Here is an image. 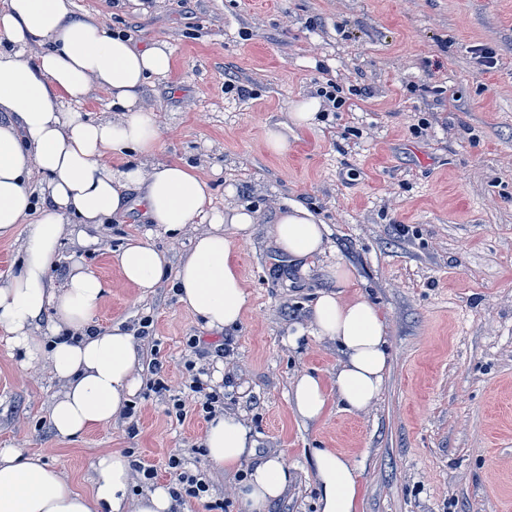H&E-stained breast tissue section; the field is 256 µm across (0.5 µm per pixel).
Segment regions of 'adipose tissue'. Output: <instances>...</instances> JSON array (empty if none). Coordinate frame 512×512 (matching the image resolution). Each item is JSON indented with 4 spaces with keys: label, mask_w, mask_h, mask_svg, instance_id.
Returning <instances> with one entry per match:
<instances>
[{
    "label": "adipose tissue",
    "mask_w": 512,
    "mask_h": 512,
    "mask_svg": "<svg viewBox=\"0 0 512 512\" xmlns=\"http://www.w3.org/2000/svg\"><path fill=\"white\" fill-rule=\"evenodd\" d=\"M171 70L167 41L136 47L101 17L76 14L73 0H7L0 10V240L18 252L15 269L0 279V340L22 366L43 365L57 382L49 411L62 439L120 419L141 368L136 328L96 322L109 282L79 260L56 279L65 241L89 245L93 229L141 209L146 223L187 236L189 246L172 270L146 239L127 238L110 253L127 285L147 294L171 281L179 303L218 334L237 328L247 310L235 247L251 240L259 215L246 205L210 210L197 166L159 160V114L145 88ZM99 91L108 96L109 114L92 118L84 105ZM321 109L316 97L294 101L284 121L266 127L267 148L286 151L289 131L315 129ZM270 233L279 251L305 268L328 248L327 224L300 201L276 210ZM325 272L334 289L319 292L288 338L293 346L311 335L342 354L330 377L294 375L288 402L306 425L321 422L334 403L370 413L392 360L387 313L350 291L345 263ZM255 445L243 415L227 410L213 415L203 439L211 469L247 468V479L227 488L243 512H268L291 474L278 454L246 467ZM309 460L317 512H360L357 461L335 448L310 449ZM92 471L86 495L39 456L0 448V512H172L176 505L164 484L131 496L134 469L121 453L98 456Z\"/></svg>",
    "instance_id": "adipose-tissue-1"
}]
</instances>
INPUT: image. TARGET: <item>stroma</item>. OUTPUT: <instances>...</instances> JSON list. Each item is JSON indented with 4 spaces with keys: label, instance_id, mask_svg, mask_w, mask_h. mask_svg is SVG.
<instances>
[{
    "label": "stroma",
    "instance_id": "stroma-1",
    "mask_svg": "<svg viewBox=\"0 0 512 512\" xmlns=\"http://www.w3.org/2000/svg\"><path fill=\"white\" fill-rule=\"evenodd\" d=\"M73 2L137 47L168 42L172 72L146 88L160 159L200 165L213 207L247 204L263 220L236 248L250 298L225 334L171 289L143 297L124 283L109 252L142 232L139 211L107 225L97 245L67 244L62 266L83 260L112 284L102 323L143 329L136 414L59 440L49 371L21 367L0 345V448L40 455L85 493L100 454L131 453L158 484L170 483L166 462L179 454L206 473L224 512H240L229 476L204 456L206 419L167 416L148 368L157 359L172 392L197 377L244 413L254 461L285 456L292 480L270 512H315L312 448L355 454L361 512H512V0H150L145 13L133 0ZM481 49L494 68L478 66ZM330 84L348 106L272 153L266 127ZM290 199L327 224L328 260L345 262L389 315L393 359L368 415L334 405L307 426L289 408L296 372L326 376L340 358L312 337L286 344L330 285L275 247L273 205Z\"/></svg>",
    "mask_w": 512,
    "mask_h": 512
}]
</instances>
